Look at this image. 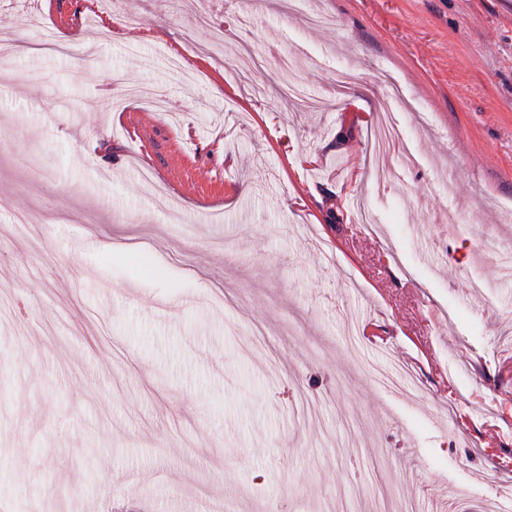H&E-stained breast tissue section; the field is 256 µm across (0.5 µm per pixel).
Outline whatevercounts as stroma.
Instances as JSON below:
<instances>
[{
	"label": "stroma",
	"mask_w": 512,
	"mask_h": 512,
	"mask_svg": "<svg viewBox=\"0 0 512 512\" xmlns=\"http://www.w3.org/2000/svg\"><path fill=\"white\" fill-rule=\"evenodd\" d=\"M0 38V501L512 512V0H0Z\"/></svg>",
	"instance_id": "35a3bbf8"
}]
</instances>
